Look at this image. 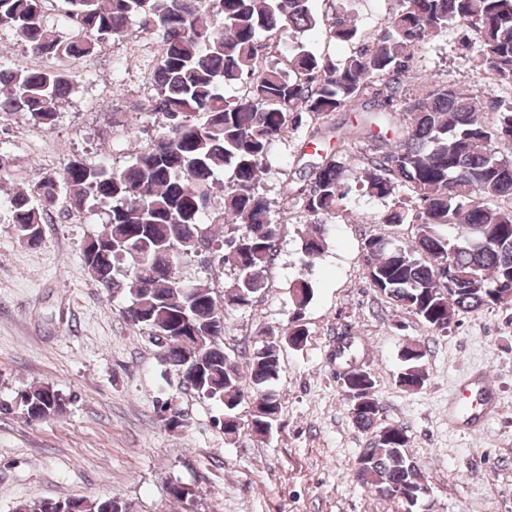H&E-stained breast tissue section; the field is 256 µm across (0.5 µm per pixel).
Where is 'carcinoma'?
Listing matches in <instances>:
<instances>
[{"mask_svg":"<svg viewBox=\"0 0 512 512\" xmlns=\"http://www.w3.org/2000/svg\"><path fill=\"white\" fill-rule=\"evenodd\" d=\"M66 32L50 26L43 0H0V29L35 58L88 57L99 44L136 26L154 38L161 56L152 74L155 94L147 112L161 117L150 143L123 168L68 161L9 198L17 236L33 235L58 217L94 209L105 230L84 248L90 277L108 295L125 293L127 322L148 331L164 362L200 398L224 404V433L251 385L264 405L251 430L270 434L281 402L268 390L281 372L286 344L301 345L308 330L293 317L288 327L266 328L261 343L240 365L224 352V307L246 305L267 288L282 224L259 191L265 160L288 129L306 130L314 153L300 154L299 205L307 214L303 258L324 250L327 221L348 193L360 190L393 205L374 224H411L406 242L373 237L364 244L366 277L381 295L415 316L430 331L448 332L464 312L512 305V103L487 111L464 81L412 96L416 55L430 38L457 24L476 32L472 62L491 76L493 91H512V0H399L375 33L352 22L356 0H342L325 17L314 0H62ZM323 30L351 47L340 60L296 46L288 70L268 62L290 32ZM238 90L227 97L222 89ZM71 81L61 68L0 62V122L23 117L33 126L56 125ZM371 114L359 128L342 131L335 112ZM392 134L385 146L355 153L373 129ZM336 147L319 153L330 139ZM229 179L217 195V174ZM407 196L397 197L401 190ZM202 255L229 267L234 282L224 302L213 291L176 276L183 258ZM297 310L310 302L311 283L294 281ZM167 336L188 341L164 345ZM426 351L413 342L401 350L400 386H424ZM371 373L350 372L344 389L362 405L349 409L371 432L357 477L381 496L405 501L401 492L427 484L408 454L409 436L398 425L378 423ZM21 414L40 422L64 413L67 400L41 384L18 394ZM115 498L43 499L14 512H114Z\"/></svg>","mask_w":512,"mask_h":512,"instance_id":"1","label":"carcinoma"}]
</instances>
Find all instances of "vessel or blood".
<instances>
[{
	"label": "vessel or blood",
	"mask_w": 512,
	"mask_h": 512,
	"mask_svg": "<svg viewBox=\"0 0 512 512\" xmlns=\"http://www.w3.org/2000/svg\"><path fill=\"white\" fill-rule=\"evenodd\" d=\"M494 384L487 373L477 372L463 379L448 400V424L463 423L472 430L485 428L496 411Z\"/></svg>",
	"instance_id": "1"
}]
</instances>
